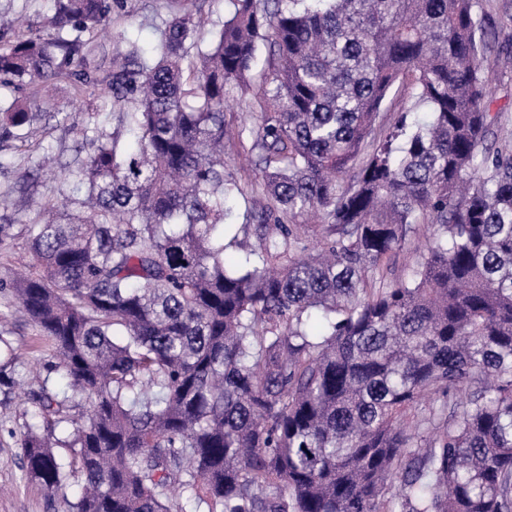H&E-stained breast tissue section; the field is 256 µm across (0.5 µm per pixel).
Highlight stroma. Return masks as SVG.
<instances>
[{"label": "stroma", "mask_w": 512, "mask_h": 512, "mask_svg": "<svg viewBox=\"0 0 512 512\" xmlns=\"http://www.w3.org/2000/svg\"><path fill=\"white\" fill-rule=\"evenodd\" d=\"M476 10L484 19L489 55L511 49L512 0H477ZM168 15L167 0H128L126 12L113 15L98 36L92 61L100 76H108L112 70L114 34H124L128 44L137 46L145 57H153ZM489 97L491 111L502 117L498 135L506 137L512 133V65L500 63ZM39 98L51 106L54 115L29 127L31 140L42 142L50 158H71L80 148L72 133L79 106L70 103L66 89L59 85L43 86ZM26 166L14 141L0 142V195L7 197L5 208L0 209V224L26 223L34 203H57L77 190L74 183H60L43 172L34 178L31 198H20L13 189ZM17 308L15 297L0 291V338L7 343L0 349V357L9 361L8 366H0V512H72L71 505L80 492L77 477H70L65 487L51 493L25 475L20 442L38 413L27 395L43 386L61 395L69 387L63 371L54 366L49 342L38 327L19 317Z\"/></svg>", "instance_id": "obj_1"}]
</instances>
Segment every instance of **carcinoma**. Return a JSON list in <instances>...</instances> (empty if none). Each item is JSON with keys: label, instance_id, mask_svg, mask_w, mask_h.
I'll use <instances>...</instances> for the list:
<instances>
[{"label": "carcinoma", "instance_id": "obj_1", "mask_svg": "<svg viewBox=\"0 0 512 512\" xmlns=\"http://www.w3.org/2000/svg\"><path fill=\"white\" fill-rule=\"evenodd\" d=\"M175 2L155 58L113 40L72 127L84 195L0 224L32 255L0 290L71 389L32 394L29 480L78 474L72 512H186L173 489L194 512H512V142L487 145L475 0H231L221 24ZM114 3L0 27V86L85 98ZM396 86L411 105L385 120ZM235 95L259 118L231 134ZM43 116L16 101L0 135ZM235 146L258 181L224 161ZM418 224L426 253L386 280Z\"/></svg>", "mask_w": 512, "mask_h": 512}]
</instances>
